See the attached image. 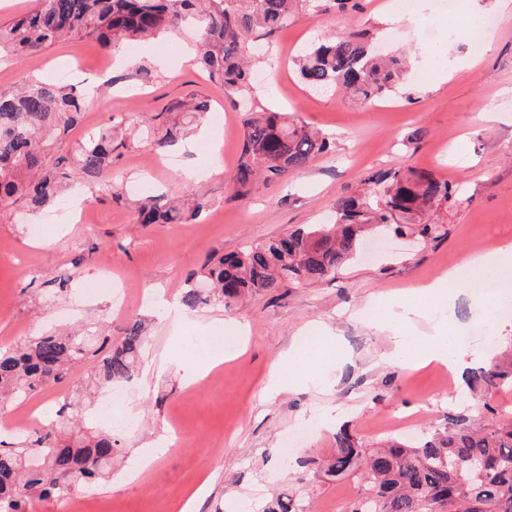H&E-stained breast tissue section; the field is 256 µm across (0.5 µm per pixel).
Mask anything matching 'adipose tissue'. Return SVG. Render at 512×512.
<instances>
[{"label": "adipose tissue", "instance_id": "adipose-tissue-1", "mask_svg": "<svg viewBox=\"0 0 512 512\" xmlns=\"http://www.w3.org/2000/svg\"><path fill=\"white\" fill-rule=\"evenodd\" d=\"M512 269V246L503 244L491 251H482L467 256L459 265L438 276L431 283L418 289L419 305L404 306L400 310H385L373 325L388 333L392 340V357L399 360L422 362L444 361L454 371L465 368L471 356L467 347L456 344L445 323H436L430 335L425 336L422 348L414 346L401 333L402 322L430 313L432 310L451 305L455 290L460 284L486 289L487 303L498 301L500 294L494 286L503 273Z\"/></svg>", "mask_w": 512, "mask_h": 512}]
</instances>
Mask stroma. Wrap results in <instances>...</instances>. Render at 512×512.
I'll use <instances>...</instances> for the list:
<instances>
[{
	"label": "stroma",
	"instance_id": "obj_1",
	"mask_svg": "<svg viewBox=\"0 0 512 512\" xmlns=\"http://www.w3.org/2000/svg\"><path fill=\"white\" fill-rule=\"evenodd\" d=\"M471 2L474 15L495 19L477 53L467 26L448 33L437 0H362L355 12L297 16L264 41L256 82L262 101L331 135L335 146L301 172L255 184L243 199L233 184L243 115L190 60L187 37L134 42L126 49L129 66L77 37L22 62L0 59V90L26 74L61 72L67 84L101 86L66 140L109 126L126 143L112 166L120 200L80 184L85 214L63 222L65 199L34 215L18 204L0 206V347L97 320L111 322L116 338L133 319L146 323L137 369L122 386L135 421L117 431L125 461L85 491L88 512H171L173 501L193 495L199 512H237L239 500L259 505L286 488L301 472L299 460L330 453L338 426L371 444L389 437L388 422L421 409L427 428L462 409L484 423L512 414L511 386L483 409L462 375L389 359L386 334L368 321L375 302L404 298L487 243L512 242V2ZM409 12L414 21L406 20ZM358 28L373 30L384 51L409 57L387 105L310 92L292 63L306 45ZM192 93L210 99L213 131L194 151L162 152L134 137L135 123ZM189 168L199 172L191 181L184 177ZM391 168L424 170L454 185L459 202L440 214L445 238L416 248L391 238L365 247L335 280L248 296L228 310H187L169 320L152 303L159 293L179 300L207 258L325 223L339 197ZM144 182L158 198L197 193L210 206L189 224L135 223ZM108 268L128 283L124 305L109 293L82 296L84 283ZM60 274L72 277L64 294L54 282ZM327 333L338 340L310 354L308 383L269 396L268 378L281 356L303 347L307 336ZM202 336L234 338L236 349L218 367V379L190 384L187 351ZM87 374L79 368L73 382L33 396L45 409L40 418L18 425L9 417L0 426L24 438L52 427L62 410L93 428L92 408L79 398ZM312 417L335 423L299 437ZM308 482L314 512H344L359 490L353 476Z\"/></svg>",
	"mask_w": 512,
	"mask_h": 512
}]
</instances>
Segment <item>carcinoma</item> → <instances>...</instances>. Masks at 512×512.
<instances>
[{"label":"carcinoma","instance_id":"obj_1","mask_svg":"<svg viewBox=\"0 0 512 512\" xmlns=\"http://www.w3.org/2000/svg\"><path fill=\"white\" fill-rule=\"evenodd\" d=\"M359 0H38L18 19L0 24V57H32L57 40L74 35L119 49L132 40L198 34L197 64L209 81L224 88V99L243 109L241 155L235 196L254 184L305 169L331 147L327 137L285 112L246 102L252 88L249 67L256 45L292 16L345 12ZM305 85L334 90L366 105L387 97L403 80L404 62L372 46L368 30L346 32L314 44L297 60ZM86 93L75 86L33 75L17 89L0 90V205L21 203L37 213L55 202L71 181H92L112 192V128L75 148V166L63 168L59 151L82 118ZM211 112L209 100L192 94L166 104L153 120L138 126L139 139L164 151L186 139ZM360 192L338 198L334 220L296 228L204 265L182 304L190 311L208 305L231 308L247 295L303 287L336 278L371 231L385 225L396 232L436 241L446 234L434 221L437 209L458 202L451 184L426 171L386 170L365 180ZM208 208L202 198L159 204L152 196L136 207L140 224H184ZM143 324H129L117 341L79 333L45 332L0 350V411L53 384H68L87 363L92 382L106 388L132 377L144 345ZM471 388L487 399L512 386V358L495 357L469 376ZM112 432L77 435L65 443L51 432L18 443L0 440V512H29L36 499L62 497L112 476L119 455ZM305 467L324 482L355 475L358 499L345 512H512V421L479 426L465 413L450 412L446 424L419 438H388L376 448L343 429L324 458ZM304 479L282 490L258 512H312Z\"/></svg>","mask_w":512,"mask_h":512}]
</instances>
